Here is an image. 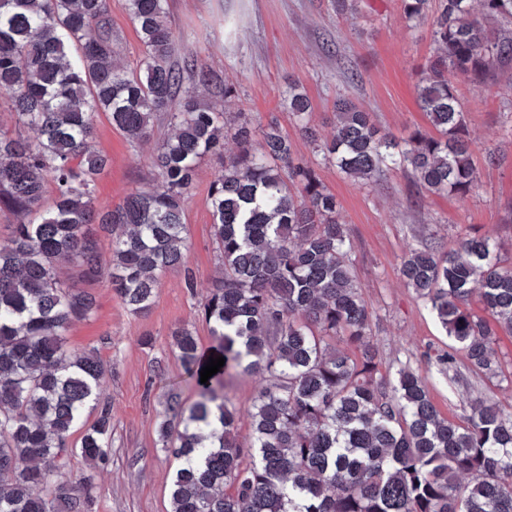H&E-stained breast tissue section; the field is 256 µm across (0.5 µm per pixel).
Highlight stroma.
Returning <instances> with one entry per match:
<instances>
[{
    "label": "stroma",
    "mask_w": 512,
    "mask_h": 512,
    "mask_svg": "<svg viewBox=\"0 0 512 512\" xmlns=\"http://www.w3.org/2000/svg\"><path fill=\"white\" fill-rule=\"evenodd\" d=\"M168 11L202 63L233 83L224 111L242 115L257 134L277 122L291 139L295 158L312 165L336 196L352 243L350 260L372 314L371 340L384 366L407 364L427 376L432 402L449 419L464 420L475 397L512 410V384L474 374L464 356H457L448 374L437 371L432 358L447 347L448 338L399 274L409 249L427 244L446 251L461 237L474 235L495 241L504 263L512 266V76L500 75L479 91L463 81L456 84L477 167V185L469 197L426 193L401 168L364 184L322 161L285 110L283 92L289 82L303 85L314 105L313 123L324 136L331 133L340 94L370 112L381 132L396 140L429 129L415 83L433 51L432 17L408 22L402 0H359L353 15L336 14L331 0H168ZM108 15L122 63L136 69L142 44L127 0H108ZM96 141L110 159L98 180L97 209L115 208L130 193L150 188L152 145L133 152L103 114L96 119ZM220 173L216 161L200 163L184 210L194 288H186L181 270H171L151 310L136 316L105 284H87L96 312L66 334L72 349L95 352L107 366L100 400L112 409L111 454L93 469L78 457L70 463L72 474L93 476L90 512H167L169 507L175 462L158 442L157 424L164 392L195 397L171 350L172 331L187 324L201 346L212 343L199 305L217 275L207 196ZM264 385L258 376L226 382L240 439L251 432L248 411Z\"/></svg>",
    "instance_id": "stroma-1"
}]
</instances>
